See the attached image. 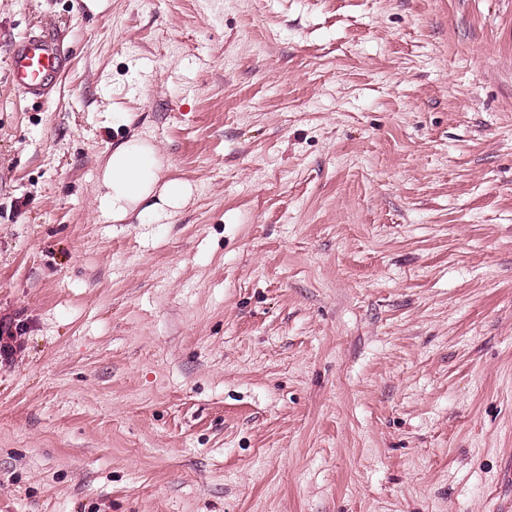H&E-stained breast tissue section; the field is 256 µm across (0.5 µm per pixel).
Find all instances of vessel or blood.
<instances>
[{"mask_svg": "<svg viewBox=\"0 0 512 512\" xmlns=\"http://www.w3.org/2000/svg\"><path fill=\"white\" fill-rule=\"evenodd\" d=\"M64 69V63L49 32L31 30L15 44L10 54L11 81L23 95L47 96L52 82Z\"/></svg>", "mask_w": 512, "mask_h": 512, "instance_id": "b4317fda", "label": "vessel or blood"}]
</instances>
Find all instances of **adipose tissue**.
I'll use <instances>...</instances> for the list:
<instances>
[{
  "label": "adipose tissue",
  "mask_w": 512,
  "mask_h": 512,
  "mask_svg": "<svg viewBox=\"0 0 512 512\" xmlns=\"http://www.w3.org/2000/svg\"><path fill=\"white\" fill-rule=\"evenodd\" d=\"M158 159L153 147L130 145L112 154L102 174L100 201L121 216L150 195L157 181Z\"/></svg>",
  "instance_id": "1"
}]
</instances>
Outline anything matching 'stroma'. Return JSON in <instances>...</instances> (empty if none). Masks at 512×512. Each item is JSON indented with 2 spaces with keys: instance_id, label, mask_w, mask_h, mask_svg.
Listing matches in <instances>:
<instances>
[{
  "instance_id": "obj_1",
  "label": "stroma",
  "mask_w": 512,
  "mask_h": 512,
  "mask_svg": "<svg viewBox=\"0 0 512 512\" xmlns=\"http://www.w3.org/2000/svg\"><path fill=\"white\" fill-rule=\"evenodd\" d=\"M3 317L0 512H512V0H0ZM64 67L54 40L42 28L33 29L21 38L10 54L13 86L29 97L47 96L52 89L53 79ZM157 169L156 152L149 145H129L112 153L101 178L100 202L112 216L126 214L150 195ZM15 319H0V357L3 360L13 358L20 352L22 343L19 324H15Z\"/></svg>"
}]
</instances>
